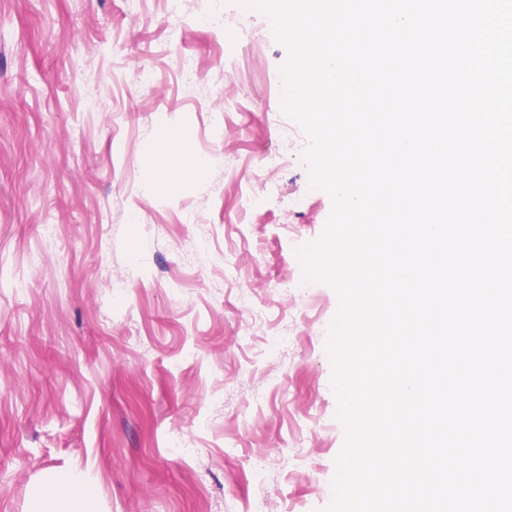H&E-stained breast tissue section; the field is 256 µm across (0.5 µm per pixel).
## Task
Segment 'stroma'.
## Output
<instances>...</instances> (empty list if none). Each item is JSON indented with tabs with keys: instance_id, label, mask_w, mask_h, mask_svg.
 <instances>
[{
	"instance_id": "stroma-1",
	"label": "stroma",
	"mask_w": 512,
	"mask_h": 512,
	"mask_svg": "<svg viewBox=\"0 0 512 512\" xmlns=\"http://www.w3.org/2000/svg\"><path fill=\"white\" fill-rule=\"evenodd\" d=\"M207 3L188 0L187 29L164 0H0V512L59 472L92 486L94 512L331 500L338 299L294 253L331 200L285 149L269 18L242 8L216 31L196 21Z\"/></svg>"
}]
</instances>
